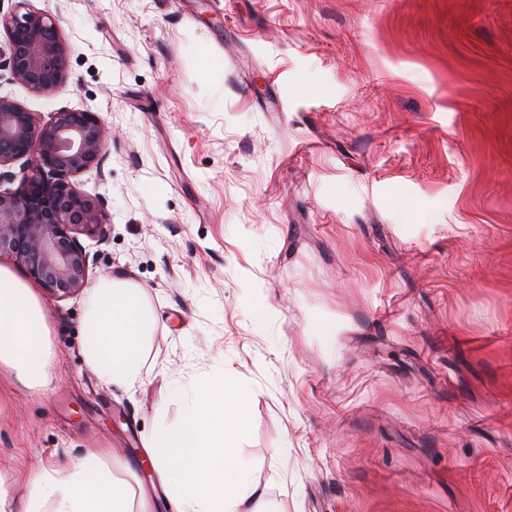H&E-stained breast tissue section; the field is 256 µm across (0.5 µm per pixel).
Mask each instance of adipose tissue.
<instances>
[{"label": "adipose tissue", "instance_id": "1", "mask_svg": "<svg viewBox=\"0 0 512 512\" xmlns=\"http://www.w3.org/2000/svg\"><path fill=\"white\" fill-rule=\"evenodd\" d=\"M86 357L101 379L128 390L149 374L145 356L151 318L140 286L115 279L94 288L86 303ZM44 310L33 288L0 269V365L15 371L33 392L48 389L52 374ZM56 512H131L125 480L91 453L73 461L60 479H30L24 512H41L44 497Z\"/></svg>", "mask_w": 512, "mask_h": 512}]
</instances>
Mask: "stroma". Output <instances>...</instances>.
Returning <instances> with one entry per match:
<instances>
[{"label": "stroma", "mask_w": 512, "mask_h": 512, "mask_svg": "<svg viewBox=\"0 0 512 512\" xmlns=\"http://www.w3.org/2000/svg\"><path fill=\"white\" fill-rule=\"evenodd\" d=\"M28 4L67 79L0 93L111 125L73 234L87 288L143 287L155 369L103 383L84 295L40 292L54 379L0 367V489L96 452L170 512L156 421L227 374L264 512H512V0Z\"/></svg>", "instance_id": "stroma-1"}]
</instances>
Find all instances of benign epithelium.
<instances>
[{"mask_svg":"<svg viewBox=\"0 0 512 512\" xmlns=\"http://www.w3.org/2000/svg\"><path fill=\"white\" fill-rule=\"evenodd\" d=\"M15 0L4 20L7 42L0 63L11 79L50 95L66 78L68 47L54 18ZM110 130L95 112L62 108L40 124L33 113L0 95V258L10 257L47 293L58 298L82 290L89 256L72 227L103 223L101 206L87 197L79 177L103 172ZM19 166V173L9 171ZM19 185L10 187L14 177Z\"/></svg>","mask_w":512,"mask_h":512,"instance_id":"7a95c632","label":"benign epithelium"}]
</instances>
